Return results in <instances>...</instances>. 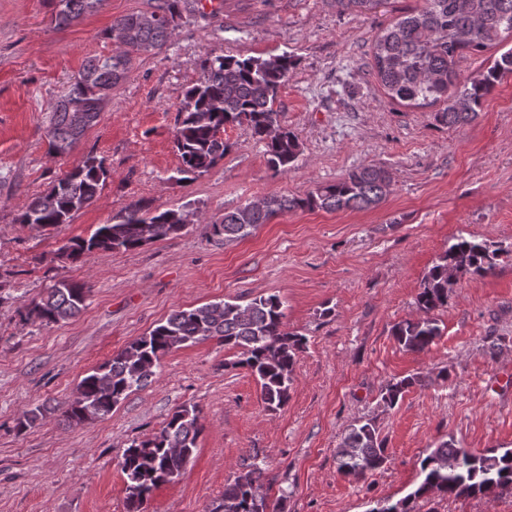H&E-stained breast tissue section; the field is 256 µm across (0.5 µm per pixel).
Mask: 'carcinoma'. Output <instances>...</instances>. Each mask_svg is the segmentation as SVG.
<instances>
[{
    "mask_svg": "<svg viewBox=\"0 0 512 512\" xmlns=\"http://www.w3.org/2000/svg\"><path fill=\"white\" fill-rule=\"evenodd\" d=\"M55 22L67 26L93 12L99 0H56ZM346 10L372 13L383 0H338ZM196 0H156L152 21L131 12L112 22V39L121 44L109 57H91L69 92L53 106L48 130L49 152L70 153L94 126L109 102L112 90L128 75L132 57L154 55L170 41L176 22L198 11ZM512 36V0H422V4L386 27L372 46L373 70L386 94L410 104H442L436 120L448 126L473 121L494 88L512 75V48L486 70L465 80L456 66L467 51L480 52ZM295 60L288 54L263 58L214 55L202 64L203 77L189 86L178 109L174 144L180 158L179 180L194 181L224 158L226 127L244 125L264 144L268 165L286 173L296 161L298 136L281 125L277 99L288 82ZM108 175L105 160L87 157L34 197L20 215L21 224L43 228L67 224L72 216L93 204ZM392 173L381 166L361 165L334 183L320 185L303 196L270 195L224 213L211 225L216 241L243 239L278 214L321 209L327 212L367 210L388 194ZM185 209L152 213L141 202L125 206L113 224H101L87 239L75 238L61 247L71 261L100 251L133 250L163 240L184 229ZM505 252L460 236L422 279L417 305L422 316L395 324L392 335L403 348L428 349L440 335L434 312L448 305V294L465 275L485 276ZM90 286L59 280L24 308L27 322L49 325L77 316L85 307ZM283 303L276 295L254 298L246 305L228 301L179 308L147 334L129 342L78 383V396L68 400L61 415L69 425L103 418L130 393L145 386L168 352L215 339L241 352L239 364L254 374L262 402L269 409L289 399L298 353L304 336L288 331ZM416 380L405 377L387 383L382 401L391 407ZM36 406L18 417L22 432L45 417ZM200 433L196 406L179 407L151 437L132 443L123 453L127 512H147V503L159 486L177 480L192 460ZM338 470L363 480L387 461L386 448L374 424L350 429L336 451ZM264 468L254 462L226 485L215 512H270L257 496ZM421 482L409 496L385 503L370 512H410V500L428 493L460 497L489 495L512 489V448L473 453L443 441L420 459Z\"/></svg>",
    "mask_w": 512,
    "mask_h": 512,
    "instance_id": "carcinoma-1",
    "label": "carcinoma"
}]
</instances>
